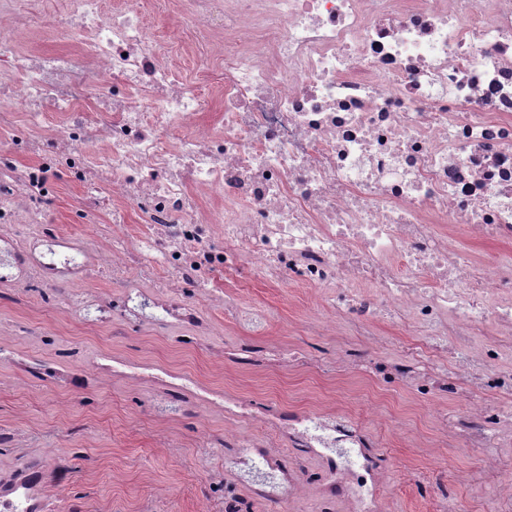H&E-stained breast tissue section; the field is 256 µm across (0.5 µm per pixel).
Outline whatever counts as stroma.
Returning <instances> with one entry per match:
<instances>
[{"label": "stroma", "instance_id": "stroma-1", "mask_svg": "<svg viewBox=\"0 0 512 512\" xmlns=\"http://www.w3.org/2000/svg\"><path fill=\"white\" fill-rule=\"evenodd\" d=\"M65 0H19L18 11L26 27L23 48L42 52L68 50L71 37L49 27L47 15L63 11ZM78 186L62 176L50 202V216L62 233L90 237L112 230V214L104 212L99 223H77L71 204ZM244 307L269 312L267 330L287 344L306 351L314 360L311 368L287 367L268 375L228 363L220 378L224 387L267 403L280 400L294 407H318L328 401L357 410L365 393L369 371L361 369L354 379L340 381L336 366L349 348L367 350L363 337L316 336L305 324L320 306L318 291L306 288H267L238 279L230 290ZM216 324L214 335L195 347H185L177 328L156 329L130 323L121 336L96 331L89 324L92 312L65 319L40 297H30L25 307L12 302L11 287L0 286V323H13L24 316L39 318L44 337L16 336L12 343L34 357H50L77 364L106 351H122L194 376L209 375L216 351L247 338L246 327L224 311L206 308ZM388 408L410 429L425 435L436 432L434 421L420 412V400L405 387L387 392ZM0 423L17 425L23 449L0 450V473L9 471L22 454L40 448L58 449L71 467L67 488L58 489L48 512H198L200 500L212 475L220 473L240 494L247 485L224 470V451L211 449L206 460L196 456L199 426L192 412L177 424L180 443L172 454H158L167 433L154 421L152 402L142 390L104 384L87 391H58L43 382L19 374L8 360L0 359ZM391 456L403 462L389 470L387 483L395 499V512H436L437 498L448 494L457 512H484L486 502L478 487L458 484L463 472L477 471L479 454L449 453L444 460H428L422 449L408 440H389ZM125 473L122 483L112 481L113 470Z\"/></svg>", "mask_w": 512, "mask_h": 512}]
</instances>
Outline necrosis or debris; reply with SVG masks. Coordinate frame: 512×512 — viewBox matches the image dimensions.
Instances as JSON below:
<instances>
[{
	"label": "necrosis or debris",
	"instance_id": "necrosis-or-debris-1",
	"mask_svg": "<svg viewBox=\"0 0 512 512\" xmlns=\"http://www.w3.org/2000/svg\"><path fill=\"white\" fill-rule=\"evenodd\" d=\"M200 54L193 77L183 51L152 32L139 0H67L50 26L74 30L77 49L23 50L0 39V101L19 103L29 127L0 150V261L19 277L15 305L31 292L61 315L93 305L94 327L164 323L197 337L210 331L202 305L233 306L223 283L236 275L271 288L320 291L309 326L335 335L344 324L381 347L379 326L415 336L437 366L414 353L374 359L371 376L414 391L442 431L418 447L445 459L480 450L495 512H512V428L493 426L490 395L512 397V0H170ZM110 79L85 96V73ZM212 82L220 111L196 84ZM57 124L45 126L46 113ZM81 188V223L111 211L108 241L85 258L57 260L64 244L48 203L54 177ZM140 218L144 233L122 224ZM474 239L463 246L458 230ZM122 296L86 302L99 274ZM250 317L259 345L221 350L225 361L267 371L302 358ZM18 372L69 390L109 381L149 388L168 422L193 400L224 415V432H199L203 448L251 484L243 497L210 485L200 512H258L268 501L295 512L307 486L243 424L272 430L316 458L322 512H391L383 475L396 460L375 430L400 423L377 401L360 416L253 407L206 383L108 356L77 366L13 353ZM461 402L452 418L440 399ZM55 476H48L49 464ZM68 479L44 448L0 478V512H47L50 484Z\"/></svg>",
	"mask_w": 512,
	"mask_h": 512
}]
</instances>
